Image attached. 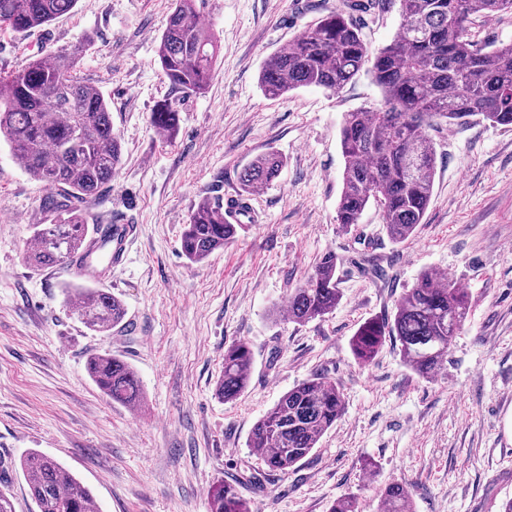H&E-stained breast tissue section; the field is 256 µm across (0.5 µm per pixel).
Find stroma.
<instances>
[{"label": "stroma", "mask_w": 512, "mask_h": 512, "mask_svg": "<svg viewBox=\"0 0 512 512\" xmlns=\"http://www.w3.org/2000/svg\"><path fill=\"white\" fill-rule=\"evenodd\" d=\"M343 0H205L200 19L220 39L209 88L172 91L156 47L173 0H80L27 34L0 32V74L51 52L78 56V73L107 98L122 164L83 209L92 224L121 220L138 235L104 280L25 261L32 227L54 190L0 144V482L16 512H34L16 463L37 449L61 461L101 512H209V493L233 485L251 512H328L343 495L382 512L397 481L412 512H500L512 499V126L475 120L433 133V194L414 237L393 243L368 207L342 228L336 204L344 113L381 91L360 72L340 93L301 87L264 93V60ZM369 45L396 37L398 5L356 14ZM181 112L174 137L150 123L161 99ZM278 152L279 177L250 198L257 223L200 264L180 252L201 199L238 195L239 174ZM335 253L340 301L325 317L289 321L290 289ZM383 268L386 278L376 277ZM432 268L469 297L447 370L415 375L389 338L358 361L351 339L384 321L419 272ZM119 297L124 324L88 330L64 303L66 285ZM243 341L254 365L236 400L214 395L224 349ZM107 351L137 372L140 404L103 395L86 371ZM336 384L345 412L289 473L247 446L254 423L311 376Z\"/></svg>", "instance_id": "stroma-1"}]
</instances>
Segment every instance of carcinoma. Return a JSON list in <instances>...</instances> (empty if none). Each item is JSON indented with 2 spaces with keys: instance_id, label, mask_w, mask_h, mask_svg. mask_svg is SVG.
<instances>
[{
  "instance_id": "cac0c4a2",
  "label": "carcinoma",
  "mask_w": 512,
  "mask_h": 512,
  "mask_svg": "<svg viewBox=\"0 0 512 512\" xmlns=\"http://www.w3.org/2000/svg\"><path fill=\"white\" fill-rule=\"evenodd\" d=\"M198 0H175L156 48L157 61L172 88L201 94L209 86L220 50L216 35L199 21ZM391 0H343L344 9L307 26L263 64L265 94L281 96L315 86L337 93L362 69L381 89V100L344 113L339 130L344 159L337 222L360 223L375 203L383 229L395 243L417 232L430 203L437 153L430 132L474 118L512 125V41L488 50L476 39L479 19L512 15V0H398L401 24L396 38L372 51L352 12L373 13ZM78 0H0V31L25 34L70 13ZM153 126L170 136L180 112L164 99L151 112ZM0 139L33 179L54 186L45 199L47 223L33 227L28 263L38 267L93 265L112 241V225L88 228L77 204L95 197L121 166L122 147L112 130L108 101L78 74L75 59L37 58L23 71L0 77ZM284 166L270 151L240 173L241 192L272 183ZM224 207L201 200L181 236V253L201 263L237 235ZM336 254L326 253L307 280L288 297L289 320L302 324L331 313L340 299ZM77 317L92 332L106 334L123 323V302L103 288L65 289ZM468 295L435 270L422 271L396 301L393 317L364 324L351 346L357 359L372 361L386 337L400 344L405 363L420 377L447 370L449 346L468 312ZM253 366L244 342L224 348L216 395L237 399ZM89 377L108 398L139 401L136 371L109 352L87 360ZM336 385L310 378L285 392L253 425L248 448L269 469L296 468L344 412ZM37 512H100L91 490L54 457L31 450L19 459ZM383 512H411L409 486L391 482L381 492ZM211 512H250L247 501L224 482L212 488Z\"/></svg>"
}]
</instances>
